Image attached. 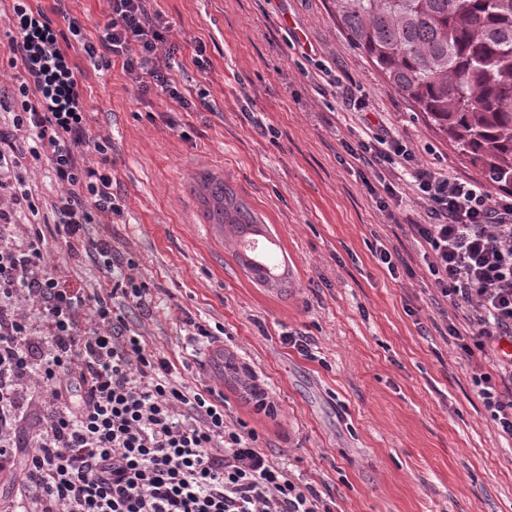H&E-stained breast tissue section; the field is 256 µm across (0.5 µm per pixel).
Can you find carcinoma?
I'll return each instance as SVG.
<instances>
[{
	"mask_svg": "<svg viewBox=\"0 0 512 512\" xmlns=\"http://www.w3.org/2000/svg\"><path fill=\"white\" fill-rule=\"evenodd\" d=\"M348 38L390 86L424 112L493 185L512 191V0H332ZM215 203L235 260L263 286L284 292L288 273L274 242L236 252L233 237L261 244L252 212L212 178Z\"/></svg>",
	"mask_w": 512,
	"mask_h": 512,
	"instance_id": "obj_1",
	"label": "carcinoma"
}]
</instances>
